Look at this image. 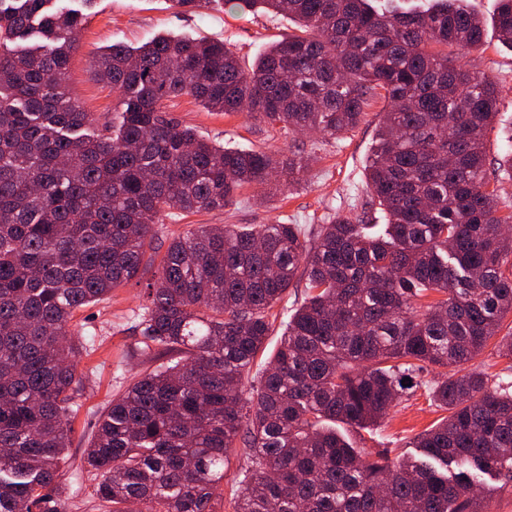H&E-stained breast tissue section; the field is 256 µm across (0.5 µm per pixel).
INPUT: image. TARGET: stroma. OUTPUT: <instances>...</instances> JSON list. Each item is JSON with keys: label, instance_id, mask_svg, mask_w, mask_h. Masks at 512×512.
<instances>
[{"label": "stroma", "instance_id": "obj_1", "mask_svg": "<svg viewBox=\"0 0 512 512\" xmlns=\"http://www.w3.org/2000/svg\"><path fill=\"white\" fill-rule=\"evenodd\" d=\"M56 5L88 16L70 58L65 88L69 97L90 112L94 127L100 132L111 125L117 106L111 87L100 82L94 72L93 61L105 46L122 43L137 47L160 35L204 38L224 42L242 66L249 68L269 45L297 31L288 17L247 9L242 0H210L191 11L177 7L174 0H93L89 6L84 0H56ZM452 61L502 87L499 117L502 124H511L512 49L502 46L489 28L482 50H458ZM384 107L383 99L374 100L357 129L328 137L317 132L292 133L245 114L211 112L188 95L165 101L164 111L169 117L194 128L207 140L227 147L298 154L306 160L307 168L299 184L270 195L247 187L238 192L233 205L223 209L197 213L171 209L158 227L160 237L168 238L199 224H300L314 228L328 223L333 216L359 212L371 197L366 165ZM145 292V282L132 281L115 289L106 301L76 314L84 336L92 340L93 346L77 361V371L85 376L86 385L70 420V460L63 467L62 487L69 512H106L94 495L95 476L81 465L84 450L110 400L119 396L141 371L163 362L157 354L143 357L136 352L140 340L136 316ZM305 293L302 285L289 289L284 300L274 307L278 321L252 366L253 372L262 371L271 360L280 344L284 320L304 300ZM447 415L445 408L432 403L419 390L403 397L373 430L347 427L343 433L356 448L408 453L417 435Z\"/></svg>", "mask_w": 512, "mask_h": 512}]
</instances>
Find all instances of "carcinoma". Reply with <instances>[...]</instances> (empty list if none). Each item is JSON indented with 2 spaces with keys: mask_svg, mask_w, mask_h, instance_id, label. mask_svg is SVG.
Returning <instances> with one entry per match:
<instances>
[{
  "mask_svg": "<svg viewBox=\"0 0 512 512\" xmlns=\"http://www.w3.org/2000/svg\"><path fill=\"white\" fill-rule=\"evenodd\" d=\"M55 2L0 0V512H68L74 314L147 273L138 350L172 358L112 399L84 451L110 512H217L238 441L250 461L234 512H485L492 489L473 478L512 481V392L463 366L512 314V214L498 215L486 166L501 90L448 56L483 46L469 0H242L300 29L249 70L221 42L115 43L94 65L118 99L106 134L64 92L87 15ZM494 26L512 48V0ZM182 95L331 137L384 99L367 169L384 232H364V210L311 239L299 224H201L163 245L169 209H223L306 169L167 118ZM300 274L311 293L247 386ZM430 290L444 298L422 302ZM418 388L449 411L418 456L367 455L323 426L365 429Z\"/></svg>",
  "mask_w": 512,
  "mask_h": 512,
  "instance_id": "cac0c4a2",
  "label": "carcinoma"
}]
</instances>
